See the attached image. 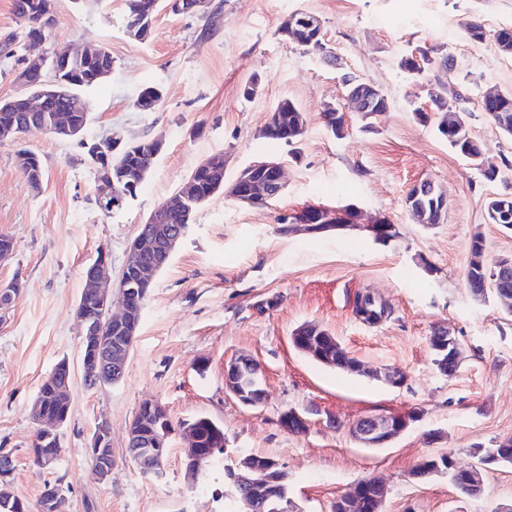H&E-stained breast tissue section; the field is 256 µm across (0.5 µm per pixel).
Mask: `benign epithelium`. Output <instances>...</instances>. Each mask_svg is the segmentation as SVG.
<instances>
[{
    "label": "benign epithelium",
    "mask_w": 512,
    "mask_h": 512,
    "mask_svg": "<svg viewBox=\"0 0 512 512\" xmlns=\"http://www.w3.org/2000/svg\"><path fill=\"white\" fill-rule=\"evenodd\" d=\"M104 58L106 52L102 47L89 48L81 52H73L69 49H54L46 54H40L33 58H27L23 62L15 76V81L20 86L30 90V94L21 95L8 100L5 107L20 110L22 112H40L45 100L54 94L52 83L44 81L41 89L32 90L36 85L34 75H40L50 67L56 68L60 64L66 66L75 65L81 59L88 56ZM346 96L355 111L367 117L386 104V99L381 91L371 83L349 77L344 78ZM212 161H203L191 175L187 186L180 192L186 196L189 191H195L200 187V177L209 172ZM251 170L262 171V176L249 178L242 177L234 181L229 194L237 202L255 208L267 205V200L272 198L284 186L285 166L278 158L255 163L249 166ZM410 201H415L421 196H433L439 198L440 204H445V198L437 192L435 185L430 180H423L415 184L410 192ZM512 200L507 197L493 196L488 205L491 217L499 224L512 222V210L509 206ZM356 212L352 206L341 209H304L292 215L285 214L286 222L290 223L296 231L303 233H324L328 231L344 230L348 227L346 220L348 214ZM154 231L142 232L136 235L128 244L127 259L123 266V282L117 286V292L121 300L122 309L118 314L111 312L112 285L105 277L108 265L107 253H102L98 261L89 269L87 287L99 301L100 317L91 320L87 317L81 306H76L75 318L82 336V344L89 346V351L81 355L82 374L103 383L110 379H121L126 371L130 351L135 341L137 324L135 321L125 327L123 336L105 335L106 326L113 320H120L127 313L136 310L141 305L144 297V283L150 281L157 269L168 262L174 252L177 243L183 238V234L165 238L162 243L153 239ZM485 277L499 282L501 288L500 298L507 303L508 309H512V257H499L485 271ZM291 342L300 347V350L310 355L315 351V337L312 336V328L308 325L296 329L291 335ZM248 374L252 384H260L258 368L255 360L247 355L240 354L224 364L225 390L243 405L260 407L266 402V393L252 394L242 387V374ZM50 379L59 381L56 392L59 394H71L74 372L69 362L64 361L55 365ZM147 415L160 422L161 427L145 435L142 431V421L132 419L127 432V441H133L149 448L146 462L142 463L143 473L150 477L160 478L165 473L166 457L163 453L165 441L171 433L167 427V412L164 406L158 402L144 404ZM321 409L314 406L300 412L289 409L280 413L278 423L280 427L292 434H301L308 428V414L319 413ZM420 416V410L414 409L407 414H372L356 420L350 427V433L354 440L366 448L384 447L394 442L408 428L410 421ZM40 425L39 431L43 440L60 438V428L65 419L41 415L37 419ZM188 448L186 450L187 466L189 474L199 473L205 466L211 455L197 448V436L193 429L186 430ZM90 451L95 459L93 474L100 482L107 481L112 475V470L117 463L112 452V433L107 419L103 418L97 423V430L89 443ZM491 459L485 455L479 456L478 462L461 465L453 456H448V465L452 474L465 478L464 486L468 489L482 491V476L488 469ZM235 469L239 487L243 492L245 502L255 501L258 491L262 487L279 483L283 480L281 464L275 461H257L249 456L242 457L235 462ZM387 485L379 479H373L369 484L358 486L346 493L349 501V512H381L382 505L387 496Z\"/></svg>",
    "instance_id": "1"
}]
</instances>
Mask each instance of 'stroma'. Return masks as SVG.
<instances>
[{
  "label": "stroma",
  "instance_id": "stroma-1",
  "mask_svg": "<svg viewBox=\"0 0 512 512\" xmlns=\"http://www.w3.org/2000/svg\"><path fill=\"white\" fill-rule=\"evenodd\" d=\"M301 10L322 24L326 52H308L279 28ZM128 0H56L54 21L38 55L89 44L112 56V74L81 96L89 113L87 138L119 132L128 142L161 139L163 148L136 197L112 215L97 203L95 170L78 141L32 131L0 141V233L14 241L0 262V286L20 292L0 306V449L11 452L10 490L36 504L43 478L28 445L31 408L41 382L60 359L80 366L75 309L84 269L98 251L119 277L128 243L151 212L175 194L195 168L224 154L226 181L274 157L286 165L282 196L249 208L224 193L201 204L190 230L153 281L123 380L95 390L74 382L71 412L60 430L52 471L66 491L67 512H238L223 467L189 481L180 432L168 440L163 478L143 477L122 454L126 430L140 405L159 401L172 425L206 415L224 427V461L249 454L278 460L288 473L297 512H333L357 481L379 477L388 493L383 512H494L512 502V466L486 471L481 497L460 495L447 476L408 477L424 457L448 452L472 462L478 448L512 437V312L495 297L475 299L466 279L470 245L482 237L489 256L512 255V231L489 223L491 196L512 193V177L487 181L438 133L433 96L459 112L470 136L492 161L512 159V135L482 110L484 93L512 90V56L495 33L512 27V0H210L205 11L179 13L160 5L147 37L127 30ZM485 28L471 39L470 22ZM437 49L454 70L418 76L400 67L406 55ZM379 87L388 112L369 118L349 112L343 138L325 127L327 104L343 102V73ZM253 96H244L249 83ZM160 86L153 112L135 108L142 88ZM292 101L306 126L296 145L262 134L270 112ZM26 148L44 177L32 188L15 163ZM431 179L446 199L443 223H416L406 204L414 184ZM354 205L360 228L320 235H282L275 217L308 207ZM383 216L398 235L375 241L364 222ZM370 289L393 308L368 327L352 313L356 291ZM313 324L362 364L366 375L325 367L297 351L290 336ZM448 326L461 346L451 376L432 362L428 338ZM251 355L261 368L264 406L242 405L224 388V364ZM405 374L401 387L377 371ZM319 406L305 433L280 429V412ZM420 409L392 444L364 448L349 432L369 413ZM335 415L328 424L327 415ZM112 427L119 460L98 482L87 452L100 419Z\"/></svg>",
  "mask_w": 512,
  "mask_h": 512
}]
</instances>
